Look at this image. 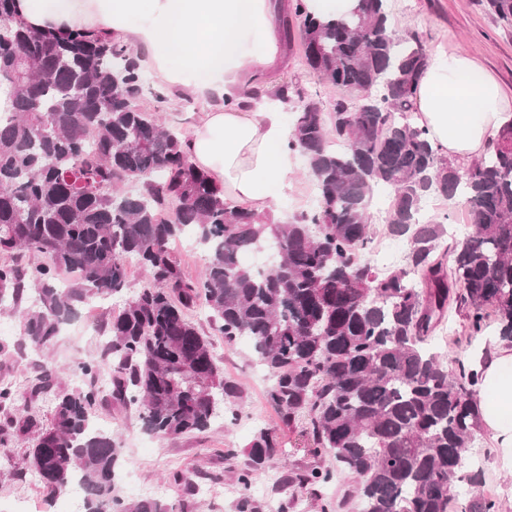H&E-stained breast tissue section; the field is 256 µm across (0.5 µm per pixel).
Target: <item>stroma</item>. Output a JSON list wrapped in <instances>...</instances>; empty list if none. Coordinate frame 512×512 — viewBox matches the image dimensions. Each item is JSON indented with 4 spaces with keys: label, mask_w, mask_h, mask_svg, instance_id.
Here are the masks:
<instances>
[{
    "label": "stroma",
    "mask_w": 512,
    "mask_h": 512,
    "mask_svg": "<svg viewBox=\"0 0 512 512\" xmlns=\"http://www.w3.org/2000/svg\"><path fill=\"white\" fill-rule=\"evenodd\" d=\"M392 21L398 31L419 35L430 58L464 54L479 62L512 95V26L500 21L487 7L486 0H388ZM300 31L292 29L284 41L285 64L267 70L263 84L267 93H275L282 82L291 81L304 87L321 103L323 112H331L340 88L311 73L303 63L299 49ZM164 101H157V94ZM143 107L160 112L166 125L190 131L204 111L203 104L189 102L176 93L163 92L153 74H146ZM288 193L279 200L278 212H267L272 223H286L308 212L315 205L316 190L307 172L306 161H298L290 177ZM387 206L376 204L369 212L374 225L369 258L380 269L399 265L407 251L404 239L387 231ZM426 217L443 220L450 234L463 237L470 232L467 206L434 196L425 203ZM112 314L111 302H101L97 309L81 312L79 318L64 325L49 350L37 352L14 348L20 324L16 315L0 311V341L12 344L10 354L0 356V384L8 383L17 392L19 403L42 423H49L52 403L44 396L30 393V382L42 366L58 367L78 357L101 358L103 338L98 329ZM493 330L483 335H470L464 311L449 308L443 323L431 341L433 349L459 359L465 364L475 362L480 353L489 351ZM213 351L225 376L235 379L243 392V414L233 425L216 419L210 428L177 438H159L142 428L139 413L122 409L112 401H104L94 411L98 427L111 432L122 443L119 491L127 498L155 497L172 507L173 512H238L242 494L228 480V470L244 465L247 444L255 429H278L285 455L255 472L250 489L258 512H320L322 499H341L346 490L343 480L333 481L321 489L320 496L307 490L282 489L280 480L285 467L313 465L314 460L303 450L304 440L298 429L283 426L265 398L270 384L268 376L257 375V363L246 343L229 347L223 337L211 339ZM236 449V457L226 456V449ZM30 442L21 439L7 448L0 447V512H77L80 493L70 488L55 499H48L42 486L29 471ZM471 459L481 472L475 492L496 499L500 512H512V472L503 469L500 458L485 431H478L471 448ZM181 473L183 484L169 482L173 473ZM222 476L219 485H212V476Z\"/></svg>",
    "instance_id": "35a3bbf8"
}]
</instances>
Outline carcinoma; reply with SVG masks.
Segmentation results:
<instances>
[{"instance_id": "obj_1", "label": "carcinoma", "mask_w": 512, "mask_h": 512, "mask_svg": "<svg viewBox=\"0 0 512 512\" xmlns=\"http://www.w3.org/2000/svg\"><path fill=\"white\" fill-rule=\"evenodd\" d=\"M512 24V0H487ZM302 22L304 64L348 92L330 119L310 98L291 125L290 146L307 161L317 192L310 212L268 224L234 206L183 151L185 133L139 105L143 73L134 51L110 36L31 28L15 0H0V309L21 314V343L50 346L91 298L118 309L104 332L112 398L141 409L162 437L207 430L240 416L238 384L224 377L212 344L187 311L204 306L228 346L246 339L270 375L267 400L304 451L336 470L285 471L282 483L318 488L341 475L360 512H448L458 487L479 484L470 448L479 419L480 375L433 351L430 339L452 302L470 334L494 320L512 343V121L489 150L460 166L414 121L419 78L431 58L417 34L399 33L387 0H360L349 17L320 21L290 0L286 30ZM143 182L139 194L117 185ZM388 191L389 234L407 241L405 263L379 271L366 257L369 207ZM431 196L466 199L473 231L445 243L424 216ZM193 232L207 251L195 279L170 245ZM273 242L284 255L260 271L241 255ZM453 255L447 267L442 258ZM28 257L23 263L21 259ZM149 282L128 294L126 261ZM75 273L69 288L60 276ZM82 383L55 389V371L35 377L51 398L50 423L18 413L0 427V447L31 440V470L50 494L79 483L80 512H167L153 497L117 489L122 445L91 426L104 389L99 366L77 358ZM234 481L284 454L273 428L258 429ZM464 512H498L474 495Z\"/></svg>"}]
</instances>
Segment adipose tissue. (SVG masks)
I'll list each match as a JSON object with an SVG mask.
<instances>
[{
	"label": "adipose tissue",
	"instance_id": "1",
	"mask_svg": "<svg viewBox=\"0 0 512 512\" xmlns=\"http://www.w3.org/2000/svg\"><path fill=\"white\" fill-rule=\"evenodd\" d=\"M38 28L109 34L143 53V65L161 85L205 104L184 150L208 171L224 196L270 210L288 188L295 151L282 103L266 95L236 106L245 79H259L282 53L271 0H17ZM416 122L443 154L467 161L483 153L512 120V99L473 58H439L423 72ZM481 425L512 468V347L495 343L477 361Z\"/></svg>",
	"mask_w": 512,
	"mask_h": 512
}]
</instances>
